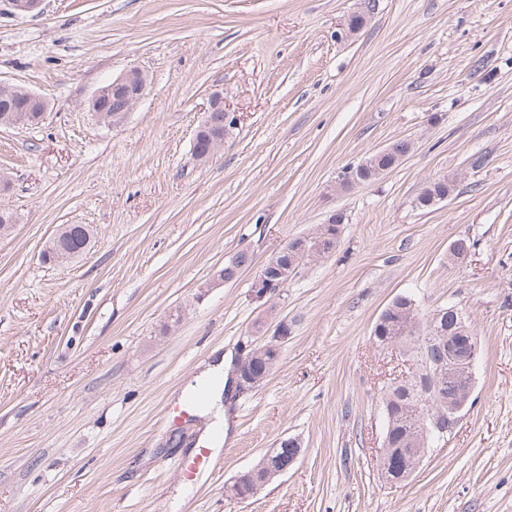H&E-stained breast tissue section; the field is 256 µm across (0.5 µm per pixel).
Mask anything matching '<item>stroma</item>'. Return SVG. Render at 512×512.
I'll return each instance as SVG.
<instances>
[{
    "instance_id": "35a3bbf8",
    "label": "stroma",
    "mask_w": 512,
    "mask_h": 512,
    "mask_svg": "<svg viewBox=\"0 0 512 512\" xmlns=\"http://www.w3.org/2000/svg\"><path fill=\"white\" fill-rule=\"evenodd\" d=\"M0 0V82L47 103L44 122L0 127V512H512V0ZM149 83L112 128L87 109L129 68ZM224 147L193 138L212 93ZM399 139L414 148L377 180L346 169ZM481 166H473L474 158ZM452 194L421 209L434 178ZM335 212L329 258L270 301L254 268L210 277L240 250L263 264ZM63 224L89 251L44 263ZM474 241L465 263L448 259ZM421 315L453 305L478 340L472 404L417 472L390 484L379 393L402 370L373 329L397 296ZM184 318L166 330L172 309ZM291 335L259 389L177 425L215 354L258 327ZM286 437L303 452L240 501L226 487Z\"/></svg>"
}]
</instances>
